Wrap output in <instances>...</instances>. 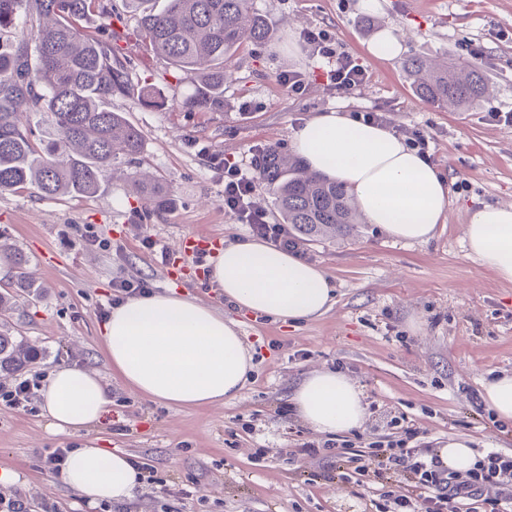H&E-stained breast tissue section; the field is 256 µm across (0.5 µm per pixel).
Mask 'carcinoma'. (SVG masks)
<instances>
[{
	"label": "carcinoma",
	"instance_id": "cac0c4a2",
	"mask_svg": "<svg viewBox=\"0 0 512 512\" xmlns=\"http://www.w3.org/2000/svg\"><path fill=\"white\" fill-rule=\"evenodd\" d=\"M124 0L139 16L142 37L177 70L197 78L201 95L187 112L224 107L226 68L240 48L262 44L272 30L254 0ZM91 14L109 20L98 34L81 22ZM112 0H0V33L20 31L0 48V192L31 189L43 197L91 196L99 173L140 154L141 132L110 104L133 90L128 62L112 34ZM405 69L426 102L454 111L478 105L487 82L475 69H455L414 57ZM273 162H259V178L282 223L303 239L347 236L361 215L339 183L304 171L271 147ZM0 260L16 269V287L38 292L9 252ZM36 353L25 341L0 333V372L17 373Z\"/></svg>",
	"mask_w": 512,
	"mask_h": 512
}]
</instances>
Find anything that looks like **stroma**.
<instances>
[{"label": "stroma", "mask_w": 512, "mask_h": 512, "mask_svg": "<svg viewBox=\"0 0 512 512\" xmlns=\"http://www.w3.org/2000/svg\"><path fill=\"white\" fill-rule=\"evenodd\" d=\"M112 8L133 85L154 86L165 99L158 108L134 95L112 100L113 111L142 133L141 153L133 164L104 169L90 197L0 192V250L20 252L41 286L35 294L14 287L13 268L0 267V292L13 295L0 311V328L37 350L27 375L44 377L59 365L98 373L110 386L111 412L102 424L60 435L49 430L40 399L25 410L0 403V465L20 475L19 482H0V495L27 500L29 512L48 504L60 512H375L384 492L407 493L403 473L380 477L372 463L353 483L335 458L301 450L326 436L291 412L289 398L319 369L350 376L365 397L362 427L336 433L335 441L351 439L368 452L410 426L424 454L457 436L472 440L480 454L489 447L512 454V422L494 421L473 401L494 376L512 372V284L469 256L463 233L472 210L512 205V125L488 118L491 108L512 110V0H377L369 10L358 0H255L273 37L239 50L224 82V106L213 112L183 109L198 91L194 76L153 52L123 0H112ZM386 27L404 35L391 60L368 51ZM310 29L328 30L358 57L367 82L347 95L323 82L303 40ZM472 46L480 58L469 55ZM415 56L477 67L489 96L462 112L424 102L404 68ZM284 70L304 73L302 94L278 83ZM369 111L391 130L416 127L432 136L431 161L448 180L447 222L425 244L395 240L365 223L347 237L304 242L307 260L325 269L336 291L332 308L314 320L291 325L229 305L195 253L214 254L248 231L225 212L224 173L200 148L249 160L273 145L288 157L292 132L304 120ZM136 172L158 182L162 204L145 202L132 180ZM68 224L95 225L110 249L62 248L59 233ZM147 236L166 248L169 262L143 249ZM120 277L146 279L156 291H188L238 322L254 373L237 398L208 408L169 407L143 400L113 374L97 309ZM89 446L153 465L168 492L144 484L129 500L88 506L44 459L57 448ZM185 483L187 497L177 493Z\"/></svg>", "instance_id": "35a3bbf8"}]
</instances>
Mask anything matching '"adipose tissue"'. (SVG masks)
I'll use <instances>...</instances> for the list:
<instances>
[{
  "instance_id": "ef3b65f1",
  "label": "adipose tissue",
  "mask_w": 512,
  "mask_h": 512,
  "mask_svg": "<svg viewBox=\"0 0 512 512\" xmlns=\"http://www.w3.org/2000/svg\"><path fill=\"white\" fill-rule=\"evenodd\" d=\"M292 145L311 171L348 189L366 223L394 239L427 242L446 220L443 175L383 126L319 114L295 129ZM464 238L470 256L512 284L511 205L472 212ZM210 280L233 307L288 323L318 318L334 303L323 268L254 239L216 252ZM101 340L113 373L127 387L171 407L231 401L253 368L238 323L185 291L155 292L113 307ZM41 397L49 428L66 435L101 422L112 403L101 376L75 365L55 367ZM290 402L296 416L321 433L357 429L365 421L361 390L334 370L309 374ZM61 476L91 506L129 499L143 481L131 456L95 447L71 449Z\"/></svg>"
}]
</instances>
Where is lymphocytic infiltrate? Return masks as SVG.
<instances>
[{
  "label": "lymphocytic infiltrate",
  "instance_id": "f902f5d3",
  "mask_svg": "<svg viewBox=\"0 0 512 512\" xmlns=\"http://www.w3.org/2000/svg\"><path fill=\"white\" fill-rule=\"evenodd\" d=\"M304 40L313 57L319 58L325 78L339 93L362 86L367 72L357 58L338 50L330 36L321 31H308ZM257 178L245 162L224 165V209L237 223L247 225L252 237L289 253H299L296 237L287 225L272 224L263 210L256 208L252 197ZM416 429L405 428L401 439L377 449L380 471L408 473L413 494L393 497L377 512H512V497L502 487L512 482V455L491 450L480 457L466 474L448 471L436 456H425L411 447Z\"/></svg>",
  "mask_w": 512,
  "mask_h": 512
}]
</instances>
